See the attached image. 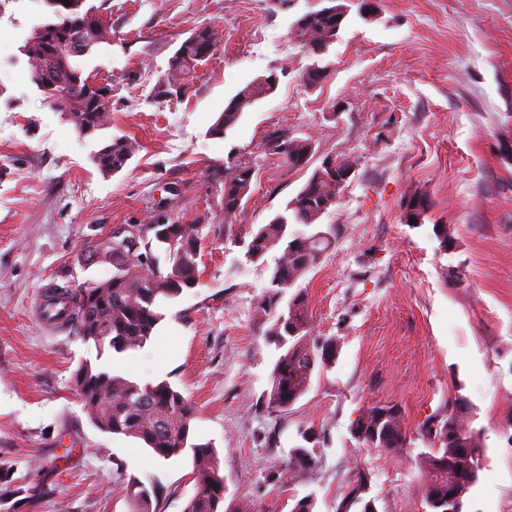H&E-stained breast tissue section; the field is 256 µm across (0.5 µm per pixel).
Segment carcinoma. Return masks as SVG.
<instances>
[{"mask_svg":"<svg viewBox=\"0 0 512 512\" xmlns=\"http://www.w3.org/2000/svg\"><path fill=\"white\" fill-rule=\"evenodd\" d=\"M51 8V21L34 31L24 47L28 59L29 80L37 85L53 107L64 114L79 135L91 136L109 124L112 112V84L99 74L86 71L82 59L99 44L112 42L111 26L103 23L97 8L86 0H45ZM305 21L317 36L320 47L310 53L321 54V47L336 41V16L310 13ZM212 39L209 29L195 32L181 42L169 62L168 77L158 85L155 97L163 98L178 87L181 77L190 74L206 56ZM275 90L263 83H249L242 88L246 95L260 100ZM239 112H222L209 129V136L221 138L240 120ZM272 153L292 167L307 164L305 141L276 135L270 139ZM134 153L133 143L114 137L94 156V163L104 175L126 168ZM251 183L241 180L222 185L224 225L232 226V217L242 207ZM335 184L326 172L316 168L297 194L287 203L285 213L275 216L248 232L249 239L234 238L245 247V257L269 271V287L258 311L263 336L281 350L270 377V388L263 395V406L272 413H284L303 397L315 374L336 361V340L315 339L310 334V320L305 293L295 292L284 308L279 304L299 277L316 267L335 242V227L318 223L322 203L330 198ZM136 242L123 236L99 243L83 254L85 265L112 266V276L89 281L72 290L53 293L51 298L71 300L69 322L76 336L98 348L109 346L116 353L144 347L162 319L158 311L163 298L175 299L185 288L198 283L197 224H180L167 219L135 224ZM280 257L269 265L267 257L274 251ZM74 383L91 424L103 433L123 435L140 441L154 455L170 460L192 449V480L195 492L185 503L183 512H237L224 508V475L216 450L209 444L191 442L196 408L169 382L162 380L140 384L120 374L94 368L85 363L74 374ZM438 422L442 431L429 439L437 445L424 458L432 478L426 485L424 500L429 512L451 509L453 491L466 490L477 483L481 471L480 435L460 426L453 414L425 420L420 434ZM350 433L359 444L370 448L400 452L410 445V438L399 425V408L375 405L352 422ZM311 429L301 432L304 444L293 449L288 469L306 470L316 462L314 450L306 444L315 439ZM460 448L474 449L470 459L459 454ZM367 486L364 473L355 475L353 487L337 505L336 512H351L361 506ZM130 512H161L156 487L131 479L123 487Z\"/></svg>","mask_w":512,"mask_h":512,"instance_id":"carcinoma-1","label":"carcinoma"}]
</instances>
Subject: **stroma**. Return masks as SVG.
Masks as SVG:
<instances>
[{
    "label": "stroma",
    "mask_w": 512,
    "mask_h": 512,
    "mask_svg": "<svg viewBox=\"0 0 512 512\" xmlns=\"http://www.w3.org/2000/svg\"><path fill=\"white\" fill-rule=\"evenodd\" d=\"M88 2L112 27L111 43L83 59L111 80L112 112L83 138L24 75L22 47L50 19L44 0H0V467L23 488L0 512H129L121 483L133 477L160 486L162 512H183L191 454L162 460L98 431L73 382L86 362L176 386L197 409L193 442L218 452L225 505L243 512H289L307 494L314 512H336L360 471L377 512H426L431 442L419 426L452 409L483 444L463 512H512V0H377L317 57L296 22L318 0ZM202 27L210 54L180 93L156 98L170 58ZM315 62L328 72L311 88L300 75ZM270 74L275 90L208 136L229 99ZM274 134L311 142L307 166L269 153ZM114 137L135 152L104 175L93 157ZM328 157L353 174L321 218L336 242L297 286L312 336L335 338L336 362L288 412L270 413L259 402L279 351L257 312L268 272L227 240L220 184L252 167L237 221L266 224ZM414 195L430 204L418 226L403 219ZM159 209L200 225V281L161 302L144 347L100 351L36 317L52 286L111 276L81 263L86 247ZM377 404L398 406L409 448L351 437ZM308 428L317 463L289 472Z\"/></svg>",
    "instance_id": "35a3bbf8"
}]
</instances>
